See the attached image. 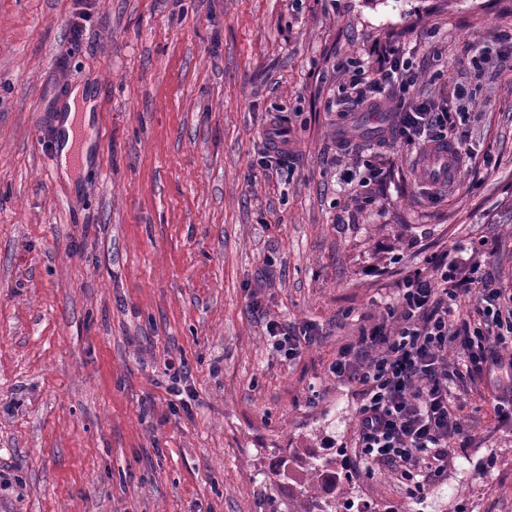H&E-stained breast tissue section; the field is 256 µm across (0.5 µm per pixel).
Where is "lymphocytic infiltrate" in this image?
I'll return each instance as SVG.
<instances>
[{
	"instance_id": "obj_1",
	"label": "lymphocytic infiltrate",
	"mask_w": 512,
	"mask_h": 512,
	"mask_svg": "<svg viewBox=\"0 0 512 512\" xmlns=\"http://www.w3.org/2000/svg\"><path fill=\"white\" fill-rule=\"evenodd\" d=\"M375 68L353 64L350 84L357 102L375 100L386 87L407 91L413 62L405 52L381 47ZM447 109L423 104L402 113L399 133L408 145L424 149L448 142ZM432 278L413 275L400 288V324L395 333L377 325L355 347L339 352L333 364L362 392L360 426L353 448L357 463L385 465L418 494L441 471L462 431L461 407L452 396L454 380L488 378L496 383L495 409L512 419V289L492 286L484 275L468 277L464 292L436 288ZM475 298L476 319L454 329L460 294ZM456 346L458 363L446 352Z\"/></svg>"
}]
</instances>
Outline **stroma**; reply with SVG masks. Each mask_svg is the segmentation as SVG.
I'll list each match as a JSON object with an SVG mask.
<instances>
[{
  "label": "stroma",
  "mask_w": 512,
  "mask_h": 512,
  "mask_svg": "<svg viewBox=\"0 0 512 512\" xmlns=\"http://www.w3.org/2000/svg\"><path fill=\"white\" fill-rule=\"evenodd\" d=\"M507 32L512 0H0V512H288V448L335 455L370 512H512L492 382L453 385L464 432L413 498L352 459L332 369L430 257L512 286ZM386 44L415 86L373 110L343 65ZM80 86L94 155L67 179ZM450 102L464 151L434 182L396 114ZM76 102L83 106V114L80 116L82 123L87 126L92 120V107L93 104L89 100H84V93L76 88L70 93V97L67 101L68 115L65 117L62 124L65 130V136L63 137L61 151H60V164L62 167V173L65 177H68V171L70 168V160L72 156V143H73V124L77 118L75 112H77Z\"/></svg>",
  "instance_id": "obj_1"
}]
</instances>
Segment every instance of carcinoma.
<instances>
[{
	"label": "carcinoma",
	"mask_w": 512,
	"mask_h": 512,
	"mask_svg": "<svg viewBox=\"0 0 512 512\" xmlns=\"http://www.w3.org/2000/svg\"><path fill=\"white\" fill-rule=\"evenodd\" d=\"M274 475L281 480L277 488L288 489V512H305L304 505L310 498L316 500L320 512L350 509L346 488L349 477L338 468L334 457L309 448H291Z\"/></svg>",
	"instance_id": "carcinoma-1"
}]
</instances>
